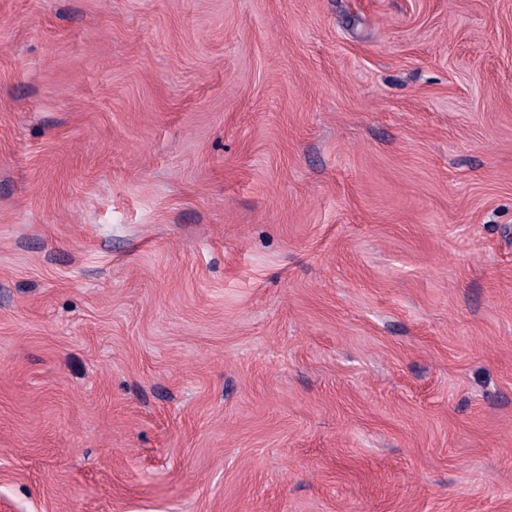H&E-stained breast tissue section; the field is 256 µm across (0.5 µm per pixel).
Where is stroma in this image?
Returning <instances> with one entry per match:
<instances>
[{
	"label": "stroma",
	"instance_id": "1",
	"mask_svg": "<svg viewBox=\"0 0 512 512\" xmlns=\"http://www.w3.org/2000/svg\"><path fill=\"white\" fill-rule=\"evenodd\" d=\"M0 512H512V0H0Z\"/></svg>",
	"mask_w": 512,
	"mask_h": 512
}]
</instances>
